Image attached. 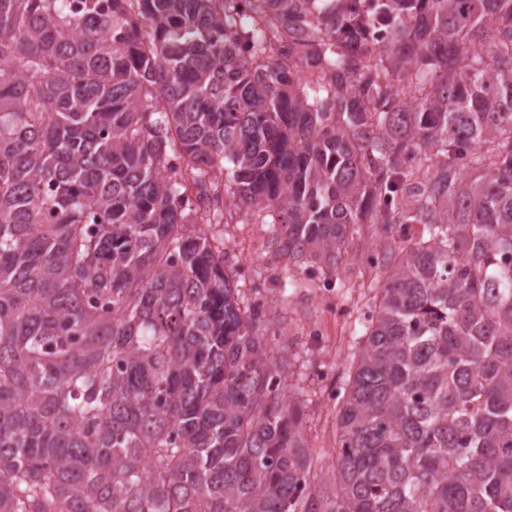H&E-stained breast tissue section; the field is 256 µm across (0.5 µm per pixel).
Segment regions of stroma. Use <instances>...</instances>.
Masks as SVG:
<instances>
[{
	"label": "stroma",
	"mask_w": 512,
	"mask_h": 512,
	"mask_svg": "<svg viewBox=\"0 0 512 512\" xmlns=\"http://www.w3.org/2000/svg\"><path fill=\"white\" fill-rule=\"evenodd\" d=\"M214 234L239 271L236 282L245 302L265 306L268 333L291 360L287 392L303 403L305 437L318 467L328 468L337 455L338 393L348 377L353 338L377 294V272L353 262L347 285L326 288L300 269L299 287L291 292L283 287L282 264L267 248L270 225L222 224Z\"/></svg>",
	"instance_id": "stroma-1"
}]
</instances>
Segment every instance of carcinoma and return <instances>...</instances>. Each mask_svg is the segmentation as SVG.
Wrapping results in <instances>:
<instances>
[{"label":"carcinoma","mask_w":512,"mask_h":512,"mask_svg":"<svg viewBox=\"0 0 512 512\" xmlns=\"http://www.w3.org/2000/svg\"><path fill=\"white\" fill-rule=\"evenodd\" d=\"M264 2L0 0V512H512V0ZM262 212L286 288L384 236L327 481Z\"/></svg>","instance_id":"cac0c4a2"}]
</instances>
